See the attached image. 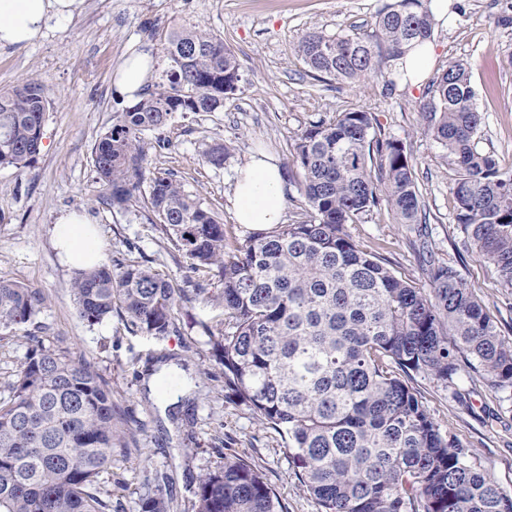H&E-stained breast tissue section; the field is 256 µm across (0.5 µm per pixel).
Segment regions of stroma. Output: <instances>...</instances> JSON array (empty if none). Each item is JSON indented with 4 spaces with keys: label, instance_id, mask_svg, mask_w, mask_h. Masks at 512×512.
Segmentation results:
<instances>
[{
    "label": "stroma",
    "instance_id": "35a3bbf8",
    "mask_svg": "<svg viewBox=\"0 0 512 512\" xmlns=\"http://www.w3.org/2000/svg\"><path fill=\"white\" fill-rule=\"evenodd\" d=\"M396 0H84L81 11L52 21L43 37L23 48L0 47V89L32 79L49 94L40 151L31 167L0 168V279L18 280L47 298L41 316L48 336L91 361L114 395L117 434L112 466L99 478L112 512H139L141 498L164 495L170 512H195L199 478L225 457L255 464L288 512H318L299 484L292 452L275 430L260 423L248 404L229 398L210 338L221 317L195 296L186 259L163 239L142 204L116 212L100 202L92 151L98 136L125 107L114 72L134 52L155 60L173 27L200 25L223 39L241 65V80L224 109L177 115L159 138L147 134V166L168 172L204 206L220 215L230 241L245 239L231 203L235 179L257 152L274 156L287 184L284 223L304 200L301 173L292 163L294 142L310 124L333 120L361 106L383 132L400 140L414 168L429 214L425 224L397 223L388 207L348 230L367 251L398 274L425 284L429 259L451 262L481 299L512 345V288L501 287L494 266L480 259L454 221V172L441 146L424 131L419 104L432 86L403 84L394 59L381 54L378 73L354 83L318 79L294 49L309 29L334 34L370 32L378 13ZM448 22L436 26L437 65L467 63L481 113V151L512 174V25L499 24L506 0H448ZM227 148L223 168L202 164L211 145ZM85 213L96 226L107 265L140 262L167 278L180 294L175 326L163 339L132 332L121 314L95 326L78 315L71 296L72 272L53 243L57 219ZM414 387L442 432L452 434L470 459L512 496V393L488 387L462 370L454 389L416 376ZM467 395L459 403L454 390Z\"/></svg>",
    "mask_w": 512,
    "mask_h": 512
}]
</instances>
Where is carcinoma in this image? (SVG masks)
Returning a JSON list of instances; mask_svg holds the SVG:
<instances>
[{"label": "carcinoma", "instance_id": "obj_1", "mask_svg": "<svg viewBox=\"0 0 512 512\" xmlns=\"http://www.w3.org/2000/svg\"><path fill=\"white\" fill-rule=\"evenodd\" d=\"M433 29L427 0H397L372 33L309 29L296 51L313 77L354 83L377 72L381 48L398 58ZM164 53L162 81L114 113L93 164L103 204L122 212L141 201L190 269L218 279L217 292L196 291L223 316L213 350L225 390L287 439L319 512H512V498L441 432L411 385L421 375L447 388L467 367L494 389H512V346L453 265L429 261L424 288L347 231L383 203L401 224L427 223L403 143L359 107L310 125L294 145L304 198L297 220L230 250L214 211L172 175L147 172L145 135L161 134L178 114L222 111L238 89L239 61L199 26L171 31ZM48 104L34 80L0 90V168L34 162ZM419 112L455 173L460 231L512 288V175L477 147L481 115L466 63L441 69ZM224 156L218 144L202 161L221 168ZM71 291L90 327L117 308L145 336H167L174 324L178 290L143 263L80 272ZM45 306L40 290L0 280V331L35 323ZM27 337L0 398V512H109L98 478L112 464V389L69 347ZM196 507L287 512L241 458L200 478ZM168 509L162 495L140 502V512Z\"/></svg>", "mask_w": 512, "mask_h": 512}]
</instances>
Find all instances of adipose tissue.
<instances>
[{
  "instance_id": "adipose-tissue-1",
  "label": "adipose tissue",
  "mask_w": 512,
  "mask_h": 512,
  "mask_svg": "<svg viewBox=\"0 0 512 512\" xmlns=\"http://www.w3.org/2000/svg\"><path fill=\"white\" fill-rule=\"evenodd\" d=\"M83 0H0V47L24 48L41 38L51 20L72 16ZM154 58L149 54L127 57L116 69L114 84L127 100L151 80ZM285 206L280 168L269 155L252 156L239 174L233 191L237 223L265 227L281 223ZM61 258L77 271L98 266L103 245L86 215L67 213L55 225Z\"/></svg>"
}]
</instances>
